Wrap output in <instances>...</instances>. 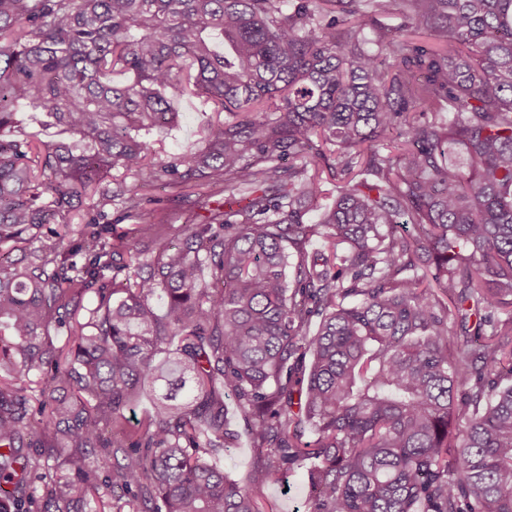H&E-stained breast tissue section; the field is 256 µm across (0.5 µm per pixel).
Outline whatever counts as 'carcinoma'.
I'll return each instance as SVG.
<instances>
[{"label": "carcinoma", "instance_id": "carcinoma-1", "mask_svg": "<svg viewBox=\"0 0 512 512\" xmlns=\"http://www.w3.org/2000/svg\"><path fill=\"white\" fill-rule=\"evenodd\" d=\"M185 94L228 118L157 161ZM114 169L224 201L171 246ZM506 378L512 0H0V482L41 472V512H267L307 459L310 512H512ZM224 404L228 428L237 434V440L224 449V470L232 478L245 482L248 473L259 460V452L254 448L235 398L226 394Z\"/></svg>", "mask_w": 512, "mask_h": 512}]
</instances>
